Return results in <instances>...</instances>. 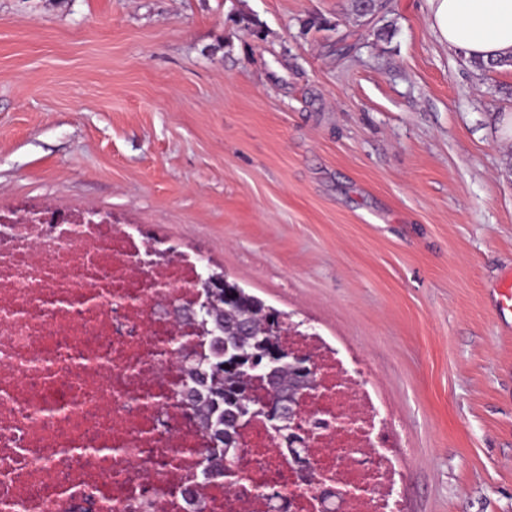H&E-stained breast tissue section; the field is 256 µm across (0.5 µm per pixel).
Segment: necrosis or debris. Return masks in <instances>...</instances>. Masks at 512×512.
Masks as SVG:
<instances>
[{
  "label": "necrosis or debris",
  "instance_id": "obj_1",
  "mask_svg": "<svg viewBox=\"0 0 512 512\" xmlns=\"http://www.w3.org/2000/svg\"><path fill=\"white\" fill-rule=\"evenodd\" d=\"M198 271L109 221L0 212V512H268L272 489L315 512L259 423L239 436L242 486L201 477L208 435L181 399V353L208 344L171 315ZM288 344L318 368L306 451L346 490L339 512H398L388 420L360 371L315 336Z\"/></svg>",
  "mask_w": 512,
  "mask_h": 512
}]
</instances>
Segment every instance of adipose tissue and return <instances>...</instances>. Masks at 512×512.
Wrapping results in <instances>:
<instances>
[{
    "mask_svg": "<svg viewBox=\"0 0 512 512\" xmlns=\"http://www.w3.org/2000/svg\"><path fill=\"white\" fill-rule=\"evenodd\" d=\"M438 40L473 60L512 57V0H425Z\"/></svg>",
    "mask_w": 512,
    "mask_h": 512,
    "instance_id": "1",
    "label": "adipose tissue"
}]
</instances>
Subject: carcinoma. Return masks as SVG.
Returning <instances> with one entry per match:
<instances>
[{"mask_svg": "<svg viewBox=\"0 0 512 512\" xmlns=\"http://www.w3.org/2000/svg\"><path fill=\"white\" fill-rule=\"evenodd\" d=\"M210 279V306L197 316V331L209 339V345L228 343L227 351H212L189 358L182 388H197L199 396L191 401L196 406L211 440L209 460L224 462V449L236 448L238 425L232 418L238 404L251 406L261 396L263 387L250 385L246 367L262 357L271 343L269 322L281 313L247 293L234 282H224V273L211 268L201 275ZM296 377L295 367L289 364L288 354L282 355L269 387L281 397H287Z\"/></svg>", "mask_w": 512, "mask_h": 512, "instance_id": "1", "label": "carcinoma"}]
</instances>
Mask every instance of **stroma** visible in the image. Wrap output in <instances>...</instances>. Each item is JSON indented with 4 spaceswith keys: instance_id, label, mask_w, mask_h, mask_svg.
<instances>
[{
    "instance_id": "stroma-1",
    "label": "stroma",
    "mask_w": 512,
    "mask_h": 512,
    "mask_svg": "<svg viewBox=\"0 0 512 512\" xmlns=\"http://www.w3.org/2000/svg\"><path fill=\"white\" fill-rule=\"evenodd\" d=\"M21 203L199 255L366 368L401 512H512V66L424 0H0Z\"/></svg>"
}]
</instances>
